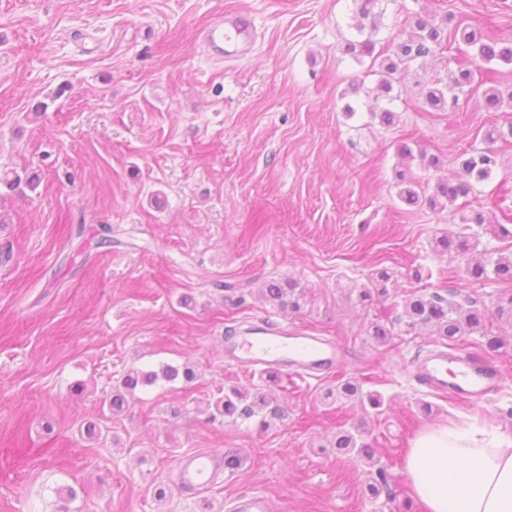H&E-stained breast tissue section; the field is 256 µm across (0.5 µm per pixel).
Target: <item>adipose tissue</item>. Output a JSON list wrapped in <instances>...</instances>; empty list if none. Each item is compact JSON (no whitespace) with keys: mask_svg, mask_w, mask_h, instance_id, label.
Instances as JSON below:
<instances>
[{"mask_svg":"<svg viewBox=\"0 0 512 512\" xmlns=\"http://www.w3.org/2000/svg\"><path fill=\"white\" fill-rule=\"evenodd\" d=\"M402 473L424 512H512V433L425 427Z\"/></svg>","mask_w":512,"mask_h":512,"instance_id":"ef3b65f1","label":"adipose tissue"}]
</instances>
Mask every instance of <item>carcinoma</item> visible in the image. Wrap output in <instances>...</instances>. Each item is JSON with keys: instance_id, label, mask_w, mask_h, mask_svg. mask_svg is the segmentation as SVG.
Listing matches in <instances>:
<instances>
[{"instance_id": "cac0c4a2", "label": "carcinoma", "mask_w": 512, "mask_h": 512, "mask_svg": "<svg viewBox=\"0 0 512 512\" xmlns=\"http://www.w3.org/2000/svg\"><path fill=\"white\" fill-rule=\"evenodd\" d=\"M380 0H358L357 29L363 33L360 40L350 41L345 46L346 53L355 59L368 57L372 65L378 68L380 79L375 88V99L383 100L384 104L376 105L371 115L379 119L384 126L395 122V112L388 107L392 100L391 92L398 76L406 69L428 59L443 54L450 45L460 51L472 48L477 57L485 62L500 61L512 65V40L488 33L475 26L458 24L448 28V19H436L435 16L423 12H413L408 16L412 28L408 38L393 43L389 48L376 49L374 36L378 30L381 12L378 11ZM419 99L427 112H445L459 105L460 97L479 96L480 109L496 112L502 107L501 92L493 87L480 90L481 83L476 79L475 72L459 66L447 70L446 77L434 76L419 78ZM512 138V122L508 125L494 126L485 130L482 145L473 146L458 154L452 163L455 171L452 178L439 180L434 185L423 187L408 174V169L395 171V187L397 198L411 208H426L441 215L448 212L460 198L472 195L476 186L489 180L500 167V159L494 144L500 140ZM397 154L401 159L411 163L417 162L425 169L438 170L443 160L437 155L428 154L415 142H402L397 146ZM41 179L37 172L23 170L21 172L0 166V224L10 220L7 203L27 198L38 193ZM464 224L461 232L448 236L441 235L433 240V250L448 253L464 261V272L473 281H504L512 282V253L505 254L501 249L478 250L480 236L490 234L499 240L512 241V227L495 224L482 209H472L460 216ZM396 281V272L389 268H375L367 277V282L349 289V295L355 297L358 304L368 307L373 302L391 295ZM261 299L283 312L296 314L301 312L308 303V289L298 281L273 280L261 289ZM403 311L407 325L424 328L430 335L448 342L453 346L464 341V337L478 334L485 340V345L492 351L505 347L512 349V343L506 344L501 335L488 329L491 320H496L512 329V290L501 291L486 304L475 298L457 301L453 297L445 298L437 293L418 294L413 292L403 299ZM394 325L381 320L369 322L366 333L374 341L384 344L394 335ZM190 383L196 378L191 364L181 366L163 365L157 370L130 371L123 380V390L112 394L111 407L113 412L123 411L128 404L126 394L133 392L137 386H151L159 381L173 382L178 379ZM339 397L368 406L376 414H381L384 406L382 396L362 393L360 386L352 379L340 381L336 386ZM246 393L238 387L224 391V397L217 400L214 410L226 419H237L253 413L250 405L243 404ZM331 447L340 456H356L367 460L375 469L377 480L368 483L370 496L377 497L380 490L387 487V472L375 459L369 444L364 441L360 429L339 430L333 436Z\"/></svg>"}]
</instances>
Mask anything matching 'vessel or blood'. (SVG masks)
<instances>
[{
	"label": "vessel or blood",
	"instance_id": "obj_1",
	"mask_svg": "<svg viewBox=\"0 0 512 512\" xmlns=\"http://www.w3.org/2000/svg\"><path fill=\"white\" fill-rule=\"evenodd\" d=\"M254 24L245 13L216 18L199 33L208 52L220 60H237L251 50ZM224 359L247 367L282 375L313 374L341 369L345 355L335 341L304 330L289 333L263 323H250L224 341ZM421 381L440 392H449L472 402L502 388L504 373L483 358L437 349L417 367ZM222 465L220 456L208 452L187 454L179 463L177 479L187 489L202 490L214 480Z\"/></svg>",
	"mask_w": 512,
	"mask_h": 512
}]
</instances>
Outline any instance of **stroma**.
Returning a JSON list of instances; mask_svg holds the SVG:
<instances>
[{"instance_id":"1","label":"stroma","mask_w":512,"mask_h":512,"mask_svg":"<svg viewBox=\"0 0 512 512\" xmlns=\"http://www.w3.org/2000/svg\"><path fill=\"white\" fill-rule=\"evenodd\" d=\"M357 0H0V162L35 170L41 193L12 203L0 224V512H229L246 493L271 512H424L402 476L414 436L436 423L512 432V351L480 336L458 351L483 357L505 386L478 404L435 393L417 377L438 337L409 329L401 307L357 306L347 289L375 266L398 293L474 297L460 259L434 236L457 223L397 198L398 142L450 160L480 127L512 117V66L480 63L503 105L425 111L413 79L395 85V126L373 120L378 78L346 54ZM379 45L407 36L411 12L485 22L512 38V0H381ZM229 12L255 24L250 53L218 61L199 29ZM361 81L352 90L353 81ZM48 109L33 118V103ZM353 114H346L345 106ZM462 214L483 208L512 224V142ZM112 225V244L101 225ZM259 232H252V225ZM294 279L311 303L287 315L262 302L266 281ZM336 341L335 372L270 382L224 359L227 330L249 321ZM393 323L385 345L365 332ZM193 364L197 377L136 389L112 414L129 370ZM385 400L382 414L336 398L343 379ZM268 394L234 422L209 417L225 389ZM102 434L92 441L86 422ZM364 426L387 469L388 494L337 455V430ZM216 452L210 487L177 481L180 458ZM74 486L75 501L55 490ZM165 489L157 499V489Z\"/></svg>"}]
</instances>
